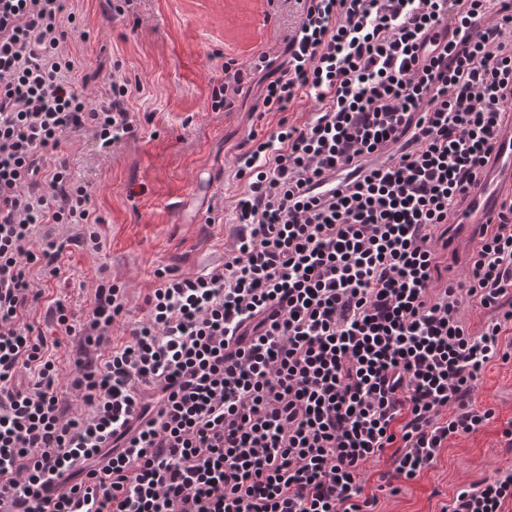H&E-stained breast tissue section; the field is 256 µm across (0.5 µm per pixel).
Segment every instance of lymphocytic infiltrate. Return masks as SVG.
I'll use <instances>...</instances> for the list:
<instances>
[{
    "label": "lymphocytic infiltrate",
    "mask_w": 512,
    "mask_h": 512,
    "mask_svg": "<svg viewBox=\"0 0 512 512\" xmlns=\"http://www.w3.org/2000/svg\"><path fill=\"white\" fill-rule=\"evenodd\" d=\"M297 2L283 62L227 58L212 89L229 112L260 79L280 116L235 159L222 261L156 268L135 320L100 275L88 309L55 300L40 326L66 245L101 247L56 151L136 137L143 88L112 74L86 96L64 0H0V512H376L491 419L474 394L512 360V196L461 280L448 249L512 123V0ZM441 512H512V469Z\"/></svg>",
    "instance_id": "lymphocytic-infiltrate-1"
}]
</instances>
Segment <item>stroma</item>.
<instances>
[{
  "mask_svg": "<svg viewBox=\"0 0 512 512\" xmlns=\"http://www.w3.org/2000/svg\"><path fill=\"white\" fill-rule=\"evenodd\" d=\"M113 0H68L87 39L70 49L85 73L108 75L120 63L143 94L132 100L136 137L99 151L91 133L66 137L60 155L102 219L101 248L69 246L66 277L48 294L74 309L88 308L101 266L129 289L132 317L160 266L197 273L224 253V227L233 223L238 187L231 175L251 135L266 136L277 114L256 113L261 88L244 87L232 112L212 109L214 81L228 54L247 58L274 47L294 22L296 6L268 0H137L120 16ZM474 402L494 416L477 432L450 438L434 467L396 495L379 494L380 512H441L464 482L512 468L503 430L512 421V360L492 362Z\"/></svg>",
  "mask_w": 512,
  "mask_h": 512,
  "instance_id": "obj_1",
  "label": "stroma"
}]
</instances>
